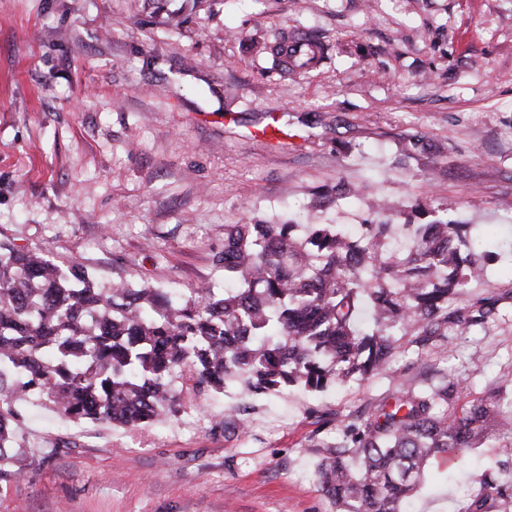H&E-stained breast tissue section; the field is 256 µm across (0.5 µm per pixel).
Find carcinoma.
<instances>
[{
    "mask_svg": "<svg viewBox=\"0 0 512 512\" xmlns=\"http://www.w3.org/2000/svg\"><path fill=\"white\" fill-rule=\"evenodd\" d=\"M227 224L224 291L189 298L164 288H102L82 266L62 268L41 250L0 242V477L22 444L17 402L36 395L76 422L128 428L182 409L180 379L195 395L240 381L246 394L299 385L321 392L388 368L391 330L427 340L462 338L494 320L498 299L448 314V297L489 256L469 224L416 225L406 254L381 252L391 225L353 239L335 224ZM461 387L445 380L409 391L362 416L328 444L316 470L339 512H407L438 458L466 465L489 438L512 391L500 389L449 411ZM504 460L484 473L486 494L459 512H512V427Z\"/></svg>",
    "mask_w": 512,
    "mask_h": 512,
    "instance_id": "cac0c4a2",
    "label": "carcinoma"
}]
</instances>
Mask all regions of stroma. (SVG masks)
Segmentation results:
<instances>
[{
	"instance_id": "35a3bbf8",
	"label": "stroma",
	"mask_w": 512,
	"mask_h": 512,
	"mask_svg": "<svg viewBox=\"0 0 512 512\" xmlns=\"http://www.w3.org/2000/svg\"><path fill=\"white\" fill-rule=\"evenodd\" d=\"M296 32L325 48L313 70L276 64ZM272 112L279 139H244ZM246 215L511 238L512 0H0V241L186 295L223 282ZM490 296L497 319L457 344L394 329L386 372L321 392L232 385L134 430L26 398L0 512H335L315 469L358 416L443 379L458 409L512 387V255L448 307ZM498 459L474 449L410 512H458Z\"/></svg>"
}]
</instances>
